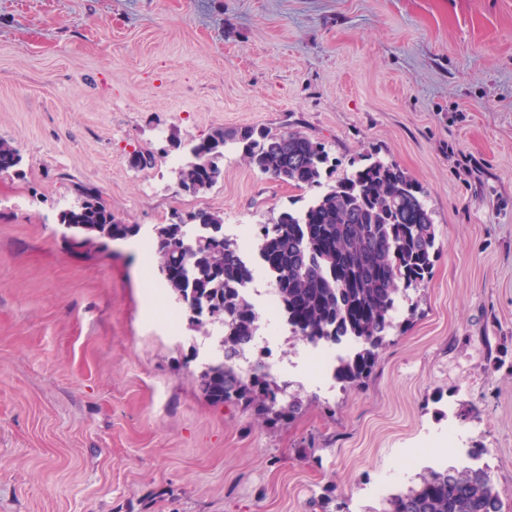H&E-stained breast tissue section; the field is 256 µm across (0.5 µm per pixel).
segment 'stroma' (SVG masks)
<instances>
[{
    "mask_svg": "<svg viewBox=\"0 0 512 512\" xmlns=\"http://www.w3.org/2000/svg\"><path fill=\"white\" fill-rule=\"evenodd\" d=\"M245 126L398 164L440 245L365 383L328 388L264 322L254 358L302 403L281 420L198 389L209 343L168 328L137 238L58 226L79 185L144 234L307 204L235 151L179 188L170 139ZM1 137L0 512H372L472 450L512 512V0H0Z\"/></svg>",
    "mask_w": 512,
    "mask_h": 512,
    "instance_id": "obj_1",
    "label": "stroma"
}]
</instances>
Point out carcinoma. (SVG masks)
Here are the masks:
<instances>
[{
  "label": "carcinoma",
  "mask_w": 512,
  "mask_h": 512,
  "mask_svg": "<svg viewBox=\"0 0 512 512\" xmlns=\"http://www.w3.org/2000/svg\"><path fill=\"white\" fill-rule=\"evenodd\" d=\"M276 181L319 188L301 209L281 211L256 234L257 253L270 265L278 308L291 332L312 344L347 337L359 348L338 359L337 381L361 384L378 351L397 329L400 296L426 287L439 247L421 187L402 168L372 155L332 185L325 146L297 131L214 130L195 143L178 179L205 193L224 179V151ZM84 205L71 215L77 244L133 237L139 229L115 222L95 189L78 187ZM194 224H158L150 250L157 282L181 306L189 324L212 339L222 358L201 367L199 390L213 403L256 405L271 418L295 414L301 400L280 404L285 388L265 366L243 371L237 358L258 329V315L241 302L252 268L237 242L214 233L224 227L217 212L191 214ZM378 512H502L499 491L482 468L429 469L419 488L381 500Z\"/></svg>",
  "instance_id": "obj_1"
}]
</instances>
